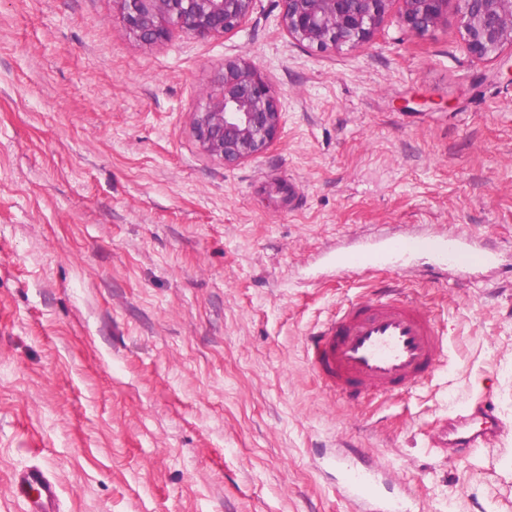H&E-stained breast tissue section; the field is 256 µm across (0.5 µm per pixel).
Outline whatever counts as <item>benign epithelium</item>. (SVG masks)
Returning a JSON list of instances; mask_svg holds the SVG:
<instances>
[{
	"mask_svg": "<svg viewBox=\"0 0 512 512\" xmlns=\"http://www.w3.org/2000/svg\"><path fill=\"white\" fill-rule=\"evenodd\" d=\"M254 0H114L129 32L152 45L171 29L200 38L238 29ZM394 0H279V23L299 44L357 47L382 25ZM400 27L422 34L441 24L448 0H401ZM469 53L493 58L512 46V0H456ZM283 112L268 80L244 59L224 61L219 89L193 113L200 151L233 165L260 154L280 134Z\"/></svg>",
	"mask_w": 512,
	"mask_h": 512,
	"instance_id": "1",
	"label": "benign epithelium"
}]
</instances>
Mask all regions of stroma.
<instances>
[{
  "label": "stroma",
  "instance_id": "1",
  "mask_svg": "<svg viewBox=\"0 0 512 512\" xmlns=\"http://www.w3.org/2000/svg\"><path fill=\"white\" fill-rule=\"evenodd\" d=\"M296 43L278 0L237 30L137 42L114 0H0V512L42 469L58 512H354L330 454L366 448L414 512H512V50L477 59L455 0L421 36ZM275 90L279 137L233 166L192 114L224 62ZM413 227L481 238L467 275H326L320 256ZM400 280L439 321L443 366L348 405L305 338ZM492 398L486 448L432 445Z\"/></svg>",
  "mask_w": 512,
  "mask_h": 512
}]
</instances>
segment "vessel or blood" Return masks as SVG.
I'll return each instance as SVG.
<instances>
[{"label":"vessel or blood","instance_id":"vessel-or-blood-1","mask_svg":"<svg viewBox=\"0 0 512 512\" xmlns=\"http://www.w3.org/2000/svg\"><path fill=\"white\" fill-rule=\"evenodd\" d=\"M432 251L434 270L465 274L491 264L493 251L478 238L451 234L407 233L374 237L338 256L336 274L344 276L372 263L407 270L416 253ZM446 347L434 319L403 290L386 288L340 306L305 339L311 371L332 398L357 403L366 398H392L425 384L437 370ZM500 422L490 404L448 420L433 439L437 448L457 453L493 443ZM345 497L359 500L363 512H405L401 488L385 489L373 462L360 448L336 452ZM11 492L25 512H57L56 482L42 470L16 472Z\"/></svg>","mask_w":512,"mask_h":512}]
</instances>
